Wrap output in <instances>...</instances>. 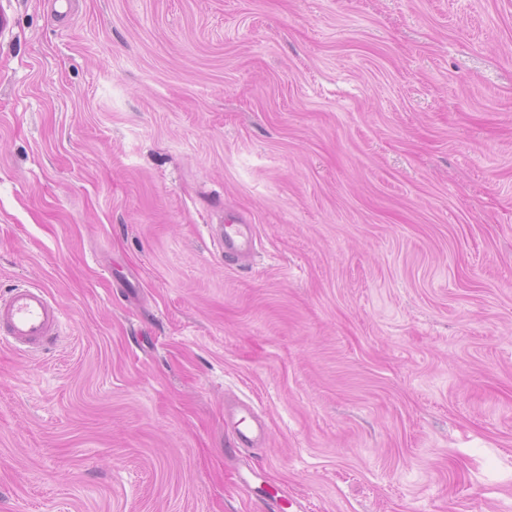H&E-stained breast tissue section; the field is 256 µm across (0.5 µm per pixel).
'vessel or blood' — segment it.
<instances>
[{
    "mask_svg": "<svg viewBox=\"0 0 512 512\" xmlns=\"http://www.w3.org/2000/svg\"><path fill=\"white\" fill-rule=\"evenodd\" d=\"M216 248L230 264H248L255 256V225L235 216L226 223L210 227ZM64 313L46 287L24 285L0 296V346L16 351H42L56 344ZM224 425L230 429L236 450L258 447L266 437L264 421L251 407L239 400L228 402ZM255 471L242 466L237 481L250 496L260 502L265 512H304L301 500L288 491L270 485L255 484Z\"/></svg>",
    "mask_w": 512,
    "mask_h": 512,
    "instance_id": "obj_1",
    "label": "vessel or blood"
}]
</instances>
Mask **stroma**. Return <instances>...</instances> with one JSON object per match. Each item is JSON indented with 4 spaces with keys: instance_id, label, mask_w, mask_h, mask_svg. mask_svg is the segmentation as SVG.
I'll return each mask as SVG.
<instances>
[{
    "instance_id": "stroma-1",
    "label": "stroma",
    "mask_w": 512,
    "mask_h": 512,
    "mask_svg": "<svg viewBox=\"0 0 512 512\" xmlns=\"http://www.w3.org/2000/svg\"><path fill=\"white\" fill-rule=\"evenodd\" d=\"M22 283L64 319L0 348V512H259L246 462L306 512H512V0H0ZM225 224H211V237L229 264H249L255 256L257 231L242 217L233 216ZM224 425L230 429L234 448L241 452L257 448L266 437L264 421L251 407L239 400H231L224 409Z\"/></svg>"
}]
</instances>
